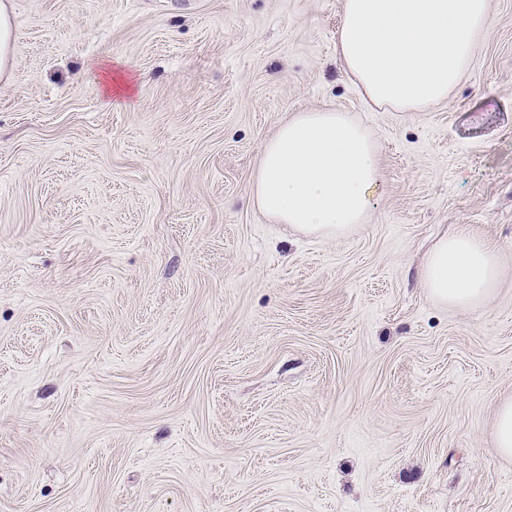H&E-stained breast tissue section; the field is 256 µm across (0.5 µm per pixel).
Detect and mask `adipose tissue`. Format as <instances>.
Here are the masks:
<instances>
[{
  "mask_svg": "<svg viewBox=\"0 0 512 512\" xmlns=\"http://www.w3.org/2000/svg\"><path fill=\"white\" fill-rule=\"evenodd\" d=\"M336 56L377 107L419 112L447 101L475 59L488 0H343ZM381 178L368 130L350 113H293L261 152L259 210L296 231L334 238L365 223ZM503 276L498 250L461 229L439 237L419 281L443 305L487 301Z\"/></svg>",
  "mask_w": 512,
  "mask_h": 512,
  "instance_id": "adipose-tissue-1",
  "label": "adipose tissue"
}]
</instances>
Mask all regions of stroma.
<instances>
[{
    "mask_svg": "<svg viewBox=\"0 0 512 512\" xmlns=\"http://www.w3.org/2000/svg\"><path fill=\"white\" fill-rule=\"evenodd\" d=\"M0 79V512H512V0L448 103L373 106L343 0H7ZM381 160L366 224L254 205L293 113ZM466 228L505 274L434 302ZM13 28L9 12L4 1L0 2V75L12 68ZM502 276L497 248L465 229L439 237L419 269L420 284L428 295L457 307L487 301ZM494 450L502 457L512 458V400L500 403L494 420Z\"/></svg>",
    "mask_w": 512,
    "mask_h": 512,
    "instance_id": "35a3bbf8",
    "label": "stroma"
}]
</instances>
